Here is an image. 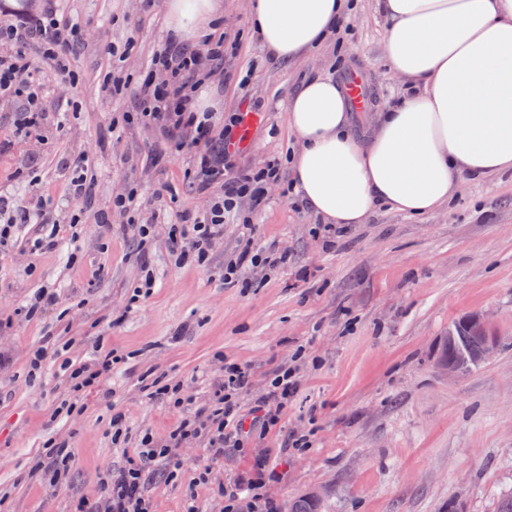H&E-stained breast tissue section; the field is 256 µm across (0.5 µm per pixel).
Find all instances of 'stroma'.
Here are the masks:
<instances>
[{
  "instance_id": "stroma-1",
  "label": "stroma",
  "mask_w": 512,
  "mask_h": 512,
  "mask_svg": "<svg viewBox=\"0 0 512 512\" xmlns=\"http://www.w3.org/2000/svg\"><path fill=\"white\" fill-rule=\"evenodd\" d=\"M167 0H63L86 30L74 48L77 86L50 79L48 118L37 136L15 137L21 104L0 106V192L25 203L49 199L57 212L59 246L35 242L41 224L18 226L0 247V512H74L104 493L110 473L138 457L142 432L165 443L183 419L194 418L231 360L248 369L250 389L239 402L251 414L264 397L268 374L292 367L297 391L268 434L244 449L214 456L205 441L180 448L182 467L145 485L151 512H227L224 492L237 489L250 512H288L291 501L318 492L321 512H495L512 495V173L464 180L455 200L416 220L377 210L368 223L328 231L289 192V173L267 187L264 208L241 211L249 226L228 219L206 265L176 263L171 225L202 212L221 185L202 191L193 179L192 150L154 154L162 142L147 124H126L136 111L141 70L170 38ZM250 0H224L218 30L235 44L205 89L223 115L249 109L240 169L284 160L295 145L285 103L306 77L341 78L355 68L368 82L370 111L354 115L364 133L404 85L388 68L386 20L376 0H357L334 39L291 63L268 55L250 30ZM128 46L124 58L105 42ZM122 68L131 79L123 96L103 88ZM247 88H238L240 75ZM78 109H70L69 100ZM88 159L92 179L81 209L68 198L64 163ZM175 194L159 198L161 184ZM135 188L138 223L152 227L147 242L136 225L113 211V196ZM79 223H71V212ZM256 246H276L284 264L247 273L248 287L225 283L224 265L244 230ZM154 285L142 290L145 276ZM56 289L58 302L26 317L38 288ZM486 315L499 340L497 355L473 371L446 376L440 342L458 317ZM72 347L48 355L39 372L31 360L46 341ZM124 358L106 377L111 400L91 393L69 419L53 411L68 397L63 361L94 364L100 346ZM180 385L189 404L152 398L154 381ZM122 417L125 439L112 438ZM305 435L308 448L291 447ZM68 442L62 478L42 469L44 446ZM274 476L260 491L248 484L256 460Z\"/></svg>"
}]
</instances>
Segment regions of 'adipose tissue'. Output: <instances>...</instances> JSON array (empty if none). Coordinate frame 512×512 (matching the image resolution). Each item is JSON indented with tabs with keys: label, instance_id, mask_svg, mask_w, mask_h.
<instances>
[{
	"label": "adipose tissue",
	"instance_id": "ef3b65f1",
	"mask_svg": "<svg viewBox=\"0 0 512 512\" xmlns=\"http://www.w3.org/2000/svg\"><path fill=\"white\" fill-rule=\"evenodd\" d=\"M385 61L408 93L354 134L344 88L326 75L287 99L298 147L291 182L327 223L364 224L383 208L413 218L453 199L464 179L512 171V0H377ZM350 0H252L253 30L288 62L320 48ZM176 35L208 28L218 0H168Z\"/></svg>",
	"mask_w": 512,
	"mask_h": 512
}]
</instances>
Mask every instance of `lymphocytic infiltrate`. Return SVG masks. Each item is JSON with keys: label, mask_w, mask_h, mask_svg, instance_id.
Returning a JSON list of instances; mask_svg holds the SVG:
<instances>
[{"label": "lymphocytic infiltrate", "mask_w": 512, "mask_h": 512, "mask_svg": "<svg viewBox=\"0 0 512 512\" xmlns=\"http://www.w3.org/2000/svg\"><path fill=\"white\" fill-rule=\"evenodd\" d=\"M81 37L77 22L61 9L59 0H42L35 14H17L15 19L0 22V45L9 46L10 54L0 56V104L21 102L23 118L17 131L36 133L44 120L41 81L48 75L73 77L71 54ZM223 37L207 34L201 48L169 42L155 54L140 79V103L137 112L124 115L125 123L152 125L171 150H195L197 168L205 184L222 183V194L214 196L191 223L174 228L170 236L172 251L178 262L204 265L208 252L222 234L227 217L237 214L241 201H249L258 210L267 201L266 187L280 178L279 162H268L258 170L227 172L224 160L236 141L234 129L242 127L243 113L229 116L223 129H216L215 115L192 109L191 95L200 78L220 67L224 61ZM164 80H157V72ZM51 210L50 201L30 198L15 204L0 193V243L10 237L14 227L34 224ZM251 383L249 373L235 365L224 368V382L213 392L209 405L193 420L182 421L164 445H157L151 434L140 439L136 467L112 473L107 494L95 501L83 502L79 512H147L143 489L149 472L158 461L179 469L178 450L191 439L206 438L214 455L243 445L247 422L240 411L239 395ZM291 369L278 370L270 381L267 397L254 412L263 429L277 426L281 411L296 391Z\"/></svg>", "instance_id": "1"}]
</instances>
